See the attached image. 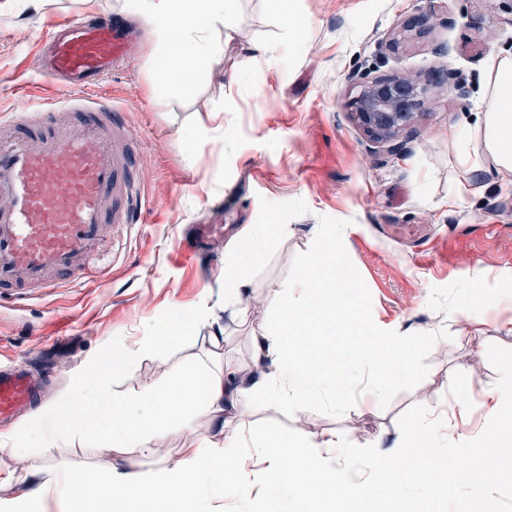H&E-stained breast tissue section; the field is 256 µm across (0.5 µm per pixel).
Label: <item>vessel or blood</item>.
Here are the masks:
<instances>
[{
	"label": "vessel or blood",
	"mask_w": 512,
	"mask_h": 512,
	"mask_svg": "<svg viewBox=\"0 0 512 512\" xmlns=\"http://www.w3.org/2000/svg\"><path fill=\"white\" fill-rule=\"evenodd\" d=\"M140 35L124 15H81L42 39V73L61 105L73 110L72 134L54 128L49 113L18 109L13 134L0 139V289L24 282L35 288L92 279L91 264L105 225L130 224L141 201L135 169L137 147L115 131L121 114L94 91L127 62V45ZM220 224H200L181 247V264L200 266L206 239L223 235ZM40 395L26 368L0 369V422L27 411Z\"/></svg>",
	"instance_id": "vessel-or-blood-1"
}]
</instances>
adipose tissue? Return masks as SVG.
<instances>
[{"label": "adipose tissue", "mask_w": 512, "mask_h": 512, "mask_svg": "<svg viewBox=\"0 0 512 512\" xmlns=\"http://www.w3.org/2000/svg\"><path fill=\"white\" fill-rule=\"evenodd\" d=\"M138 6L164 47L160 76H188L220 54L211 25L233 11L234 0H138ZM487 77L481 122L462 125L455 133L456 162L466 172L484 168L511 173L512 54L492 57ZM316 238L317 249L307 257L303 274L282 290L276 335L253 336L248 363L228 359L216 368H198L144 387L132 398L115 393L107 379L130 370L137 351L113 345L90 364L73 391L46 404L40 439L74 431L119 455L131 447L155 454L168 425L187 428L201 415L222 428L225 411L246 418L260 407L303 403L325 391L337 406L349 407L352 398L344 381L357 366L368 375L367 393L382 401L395 373L416 372L411 345L365 317L361 287L342 267L334 234L324 228ZM263 255L256 234L237 241L224 268L229 300L251 306L241 272L258 264ZM206 315L203 299L191 309L165 312L142 348L170 347ZM484 420L479 448L446 450L440 444L448 438L447 419L407 422L404 447L382 463L374 479L364 482L345 464L336 436L302 441L287 434L253 432L246 438L236 433L192 445L175 461L154 470L133 472L114 462L74 476L63 465L56 493L63 512H213L211 481L223 476V490L248 497L246 472L254 461L284 494L306 501L317 512H372L371 500L380 494L403 502L413 488L437 487L441 476L480 490L512 466V458L499 453L504 444L512 443L511 363L500 385L487 394Z\"/></svg>", "instance_id": "1"}]
</instances>
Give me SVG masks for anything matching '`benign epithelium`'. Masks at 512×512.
Listing matches in <instances>:
<instances>
[{
    "label": "benign epithelium",
    "instance_id": "7a95c632",
    "mask_svg": "<svg viewBox=\"0 0 512 512\" xmlns=\"http://www.w3.org/2000/svg\"><path fill=\"white\" fill-rule=\"evenodd\" d=\"M427 100V88L413 77L365 79L354 99L355 118L374 141L387 143L408 130Z\"/></svg>",
    "mask_w": 512,
    "mask_h": 512
}]
</instances>
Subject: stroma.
<instances>
[{
	"instance_id": "stroma-1",
	"label": "stroma",
	"mask_w": 512,
	"mask_h": 512,
	"mask_svg": "<svg viewBox=\"0 0 512 512\" xmlns=\"http://www.w3.org/2000/svg\"><path fill=\"white\" fill-rule=\"evenodd\" d=\"M295 16L271 0H237L234 15L216 22L220 56L189 80L156 77L161 48L152 26L128 49L127 66L96 90L121 112V138L137 143L136 172L143 189L137 224L104 233L96 265L98 283L40 291L0 303V362L30 364L48 373L45 397L73 388L90 360L112 342L138 349L156 318L206 299L208 316L173 346L143 353L137 365L111 377L113 391L134 395L163 375L215 366L223 357L249 361L251 332L275 330L282 288L301 272L318 228L336 230L338 248L363 291V310L384 331L410 339L419 374L401 378L380 403L364 395L367 376L356 372L350 392L360 404L332 408L326 397L256 412V430L306 438L338 433L354 468L391 458L402 424L447 410L460 437L484 430V401L512 358V173H465L454 160V133L476 121L491 56L512 52V0H296ZM93 12L141 18L135 0H0V131L20 101L54 109V90L42 76L37 40L64 19ZM427 12L424 35L403 24ZM304 29L295 51L280 61L253 64L239 87L229 85L234 63L256 41L277 46L289 27ZM412 75L430 102L400 149L370 139L356 123L352 74ZM462 76L457 98L452 75ZM224 126L235 137L198 144L197 131ZM336 163L324 165V152ZM472 189L464 205L449 202L458 183ZM194 224H220L210 243L212 268L179 264L181 234ZM256 227L266 248L263 262L243 276L260 308L241 310L224 295V267L237 239ZM441 235L466 243L447 262L426 265L425 238ZM486 296L497 307L476 314L467 335L457 333L455 310L467 298ZM220 344H212V337ZM469 385L465 399L459 386ZM39 410L0 435V499L35 492L41 512H60L53 493L56 466L94 469L112 462L88 438L53 436L49 447H15L21 432L36 430ZM132 471L156 468L157 456L129 449L117 458ZM250 499L215 494L214 512H255L276 505L279 489L260 467L248 472ZM512 512V468L482 492L457 481L431 491L425 512Z\"/></svg>"
}]
</instances>
